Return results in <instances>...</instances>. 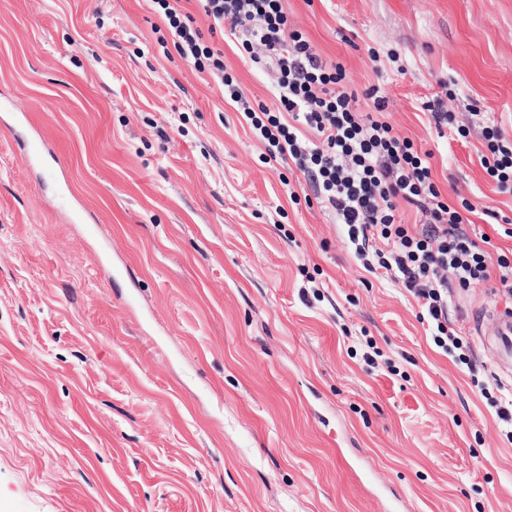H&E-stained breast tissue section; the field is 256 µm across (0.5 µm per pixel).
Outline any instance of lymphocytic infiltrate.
<instances>
[{
    "label": "lymphocytic infiltrate",
    "mask_w": 512,
    "mask_h": 512,
    "mask_svg": "<svg viewBox=\"0 0 512 512\" xmlns=\"http://www.w3.org/2000/svg\"><path fill=\"white\" fill-rule=\"evenodd\" d=\"M151 2L179 55L212 75L249 120L266 161H291L310 179L315 200L346 226L364 268L384 270L413 294L437 347L462 349L448 329L449 286L475 288L495 276L512 295V257L491 256L480 246L468 217L472 205L448 204L427 157L377 120L388 106L384 91L373 86L357 95L342 65L324 61L290 26L286 0H202L205 15L240 39L250 62L274 75L276 104L251 102L225 74L222 52L204 43L172 0ZM362 96L371 100L372 112H360ZM483 133L482 167L500 187L511 186L512 140L494 124ZM403 202L426 214L420 229L398 222Z\"/></svg>",
    "instance_id": "1"
}]
</instances>
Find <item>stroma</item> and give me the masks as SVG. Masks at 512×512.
Instances as JSON below:
<instances>
[{
	"instance_id": "stroma-1",
	"label": "stroma",
	"mask_w": 512,
	"mask_h": 512,
	"mask_svg": "<svg viewBox=\"0 0 512 512\" xmlns=\"http://www.w3.org/2000/svg\"><path fill=\"white\" fill-rule=\"evenodd\" d=\"M178 5L274 105L272 74L200 0ZM288 17L385 90L379 120L512 249V189L480 164L484 126L512 138V0H288ZM169 36L148 0H0V91L30 118L0 126V512H512L498 277L449 288L465 349L436 347Z\"/></svg>"
}]
</instances>
